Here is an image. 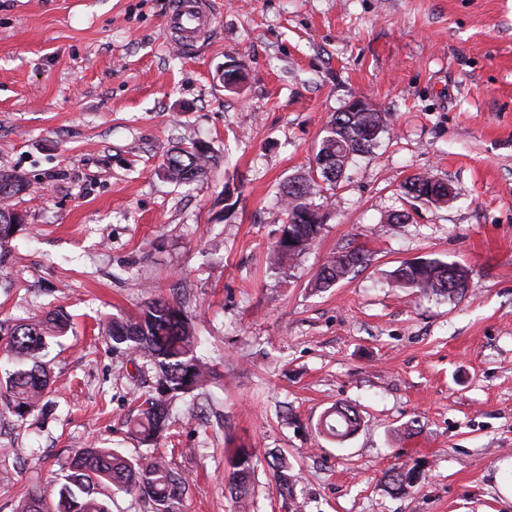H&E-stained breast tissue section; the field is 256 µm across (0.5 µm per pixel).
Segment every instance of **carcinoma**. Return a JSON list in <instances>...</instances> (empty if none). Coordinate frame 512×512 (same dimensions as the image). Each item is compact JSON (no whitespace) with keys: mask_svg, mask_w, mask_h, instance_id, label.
I'll return each instance as SVG.
<instances>
[{"mask_svg":"<svg viewBox=\"0 0 512 512\" xmlns=\"http://www.w3.org/2000/svg\"><path fill=\"white\" fill-rule=\"evenodd\" d=\"M386 123L385 113L376 109L362 112L349 103L329 120L315 157L316 167L308 176L288 181L283 190L286 220L275 245L280 266L301 256L321 229L316 220L314 198L324 187L334 186L352 156L369 152L377 143ZM217 163L211 152L194 146L171 150L164 159L165 175L175 182H192ZM26 180L14 172L0 171V248L15 231L16 210L9 201L28 190ZM444 182L432 176L414 175L402 185L405 194L420 200L432 189H443ZM367 253L355 247L328 259L316 275V285L327 288L364 264ZM468 271L455 263L423 259L403 263L396 270V281L426 295L450 299L463 294ZM67 323L56 314L42 320L15 324L5 351L16 368L0 376V413H9L24 422L46 408L50 373L43 352L51 340L66 332ZM102 330L111 344L112 356L120 361H142L153 373L152 390L137 396L125 423L128 432L143 445L154 444L165 430L170 406L177 399L195 397L213 378V371L197 354L193 321L176 304L155 298L135 315L112 318ZM360 426L356 409L337 405L326 412L321 428L328 436L341 439ZM67 483L59 489H38L28 495L20 512H111L102 489H116L138 495L147 512H181L189 490L188 479L175 471L160 454L131 460L112 448H82L69 458ZM255 471L254 454L245 448L230 461L228 488L239 507L247 508Z\"/></svg>","mask_w":512,"mask_h":512,"instance_id":"obj_1","label":"carcinoma"}]
</instances>
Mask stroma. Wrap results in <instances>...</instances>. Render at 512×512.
I'll return each instance as SVG.
<instances>
[{"instance_id": "obj_1", "label": "stroma", "mask_w": 512, "mask_h": 512, "mask_svg": "<svg viewBox=\"0 0 512 512\" xmlns=\"http://www.w3.org/2000/svg\"><path fill=\"white\" fill-rule=\"evenodd\" d=\"M168 6L0 0V170L30 184L0 248V322L71 324L47 357L52 415L0 417V512L61 481L81 448L145 453L124 425L141 377L99 326L158 297L181 302L215 371L155 447L190 482L183 512H242L227 475L243 447L260 459L243 512H512V0H213L188 51L164 30ZM355 95L387 128L279 266L282 187ZM200 140L216 166L167 179V152ZM417 174L450 200L408 198ZM357 246L367 264L316 289L326 259ZM421 258L466 267L463 295L400 287L394 271ZM337 403L362 418L340 442L318 430ZM400 466L418 483L397 489ZM444 184L447 183L432 176L414 175L405 180L402 188L405 194L412 199L437 202L438 199L431 200L429 198L423 199L422 197L424 194H429L431 188L439 190L443 189ZM451 193L452 189L448 185V198L451 196Z\"/></svg>"}]
</instances>
